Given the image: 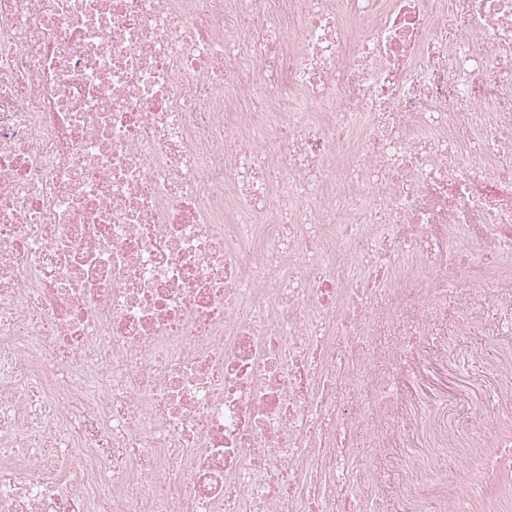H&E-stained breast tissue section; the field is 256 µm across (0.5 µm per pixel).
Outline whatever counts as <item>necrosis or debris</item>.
I'll list each match as a JSON object with an SVG mask.
<instances>
[{
	"instance_id": "necrosis-or-debris-1",
	"label": "necrosis or debris",
	"mask_w": 512,
	"mask_h": 512,
	"mask_svg": "<svg viewBox=\"0 0 512 512\" xmlns=\"http://www.w3.org/2000/svg\"><path fill=\"white\" fill-rule=\"evenodd\" d=\"M457 280L512 324V0H0V512H336L337 337ZM492 368L408 512H512Z\"/></svg>"
}]
</instances>
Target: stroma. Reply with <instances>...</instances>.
I'll return each instance as SVG.
<instances>
[{
    "label": "stroma",
    "instance_id": "stroma-1",
    "mask_svg": "<svg viewBox=\"0 0 512 512\" xmlns=\"http://www.w3.org/2000/svg\"><path fill=\"white\" fill-rule=\"evenodd\" d=\"M439 303L437 312L403 307L389 324L374 330L364 349L374 365L349 395L350 400L364 406L356 444L368 472L375 477L373 485L357 484L354 492L373 500L375 512H405L403 487L424 447L419 415L436 399L449 395L461 406H479L488 422L496 413L493 395L502 383L491 374L490 365L503 350L512 347V335H496L489 322L476 319L470 336L462 342L467 358L455 361L447 342L449 329L463 314L458 287H448ZM399 346L415 352L401 375L389 358ZM394 385L403 398L402 412L389 416L377 413L370 405L373 395Z\"/></svg>",
    "mask_w": 512,
    "mask_h": 512
}]
</instances>
